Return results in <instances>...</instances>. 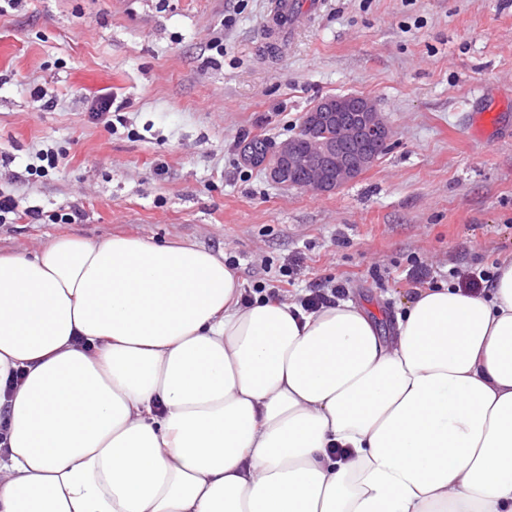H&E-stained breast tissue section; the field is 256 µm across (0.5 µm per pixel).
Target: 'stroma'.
I'll return each instance as SVG.
<instances>
[{"instance_id":"35a3bbf8","label":"stroma","mask_w":512,"mask_h":512,"mask_svg":"<svg viewBox=\"0 0 512 512\" xmlns=\"http://www.w3.org/2000/svg\"><path fill=\"white\" fill-rule=\"evenodd\" d=\"M267 4L0 0V195L17 204L0 252L64 233L192 243L247 291L287 266L292 301L343 283L386 332L412 265L447 283L511 255L512 0H325L279 48ZM348 93L393 129L377 162L330 194L271 183L250 145L276 149ZM483 108L500 130L479 137ZM47 150L57 168L29 174Z\"/></svg>"}]
</instances>
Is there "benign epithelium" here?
<instances>
[{"instance_id":"7a95c632","label":"benign epithelium","mask_w":512,"mask_h":512,"mask_svg":"<svg viewBox=\"0 0 512 512\" xmlns=\"http://www.w3.org/2000/svg\"><path fill=\"white\" fill-rule=\"evenodd\" d=\"M329 124L339 127L351 138L350 150L338 152L336 146L320 139ZM392 128L380 113H371L358 96L327 97L305 113L296 136L283 141L272 157L264 162L267 179L282 187H297L315 193H331L358 175L365 164L368 144L387 142ZM313 145L299 151L297 141Z\"/></svg>"}]
</instances>
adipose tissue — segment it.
Wrapping results in <instances>:
<instances>
[{"label":"adipose tissue","mask_w":512,"mask_h":512,"mask_svg":"<svg viewBox=\"0 0 512 512\" xmlns=\"http://www.w3.org/2000/svg\"><path fill=\"white\" fill-rule=\"evenodd\" d=\"M139 237L0 254V512H512V258L380 335Z\"/></svg>","instance_id":"adipose-tissue-1"}]
</instances>
